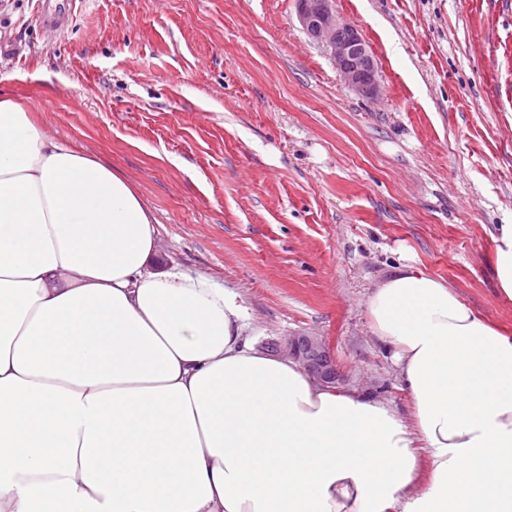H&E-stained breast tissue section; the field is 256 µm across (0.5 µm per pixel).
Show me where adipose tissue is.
<instances>
[{
    "mask_svg": "<svg viewBox=\"0 0 512 512\" xmlns=\"http://www.w3.org/2000/svg\"><path fill=\"white\" fill-rule=\"evenodd\" d=\"M126 179L0 100V512H512V335L404 265L369 294L411 420L257 349ZM492 271L512 302V224Z\"/></svg>",
    "mask_w": 512,
    "mask_h": 512,
    "instance_id": "1",
    "label": "adipose tissue"
}]
</instances>
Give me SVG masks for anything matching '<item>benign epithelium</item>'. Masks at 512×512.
<instances>
[{"instance_id":"obj_1","label":"benign epithelium","mask_w":512,"mask_h":512,"mask_svg":"<svg viewBox=\"0 0 512 512\" xmlns=\"http://www.w3.org/2000/svg\"><path fill=\"white\" fill-rule=\"evenodd\" d=\"M297 13L306 33L326 46L345 82L366 98L377 96L376 61L358 30L337 18L333 0H297ZM268 348L300 363L328 387L336 388L347 382L337 368L329 344L321 336H294L286 343L271 340Z\"/></svg>"}]
</instances>
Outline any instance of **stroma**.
Returning <instances> with one entry per match:
<instances>
[{"label": "stroma", "mask_w": 512, "mask_h": 512, "mask_svg": "<svg viewBox=\"0 0 512 512\" xmlns=\"http://www.w3.org/2000/svg\"><path fill=\"white\" fill-rule=\"evenodd\" d=\"M0 0V98L112 167L159 262L234 287L254 345L316 333L348 389L410 396L366 299L394 268L439 277L512 332L489 266L512 224V0H335L378 63L357 94L296 0Z\"/></svg>", "instance_id": "obj_1"}]
</instances>
